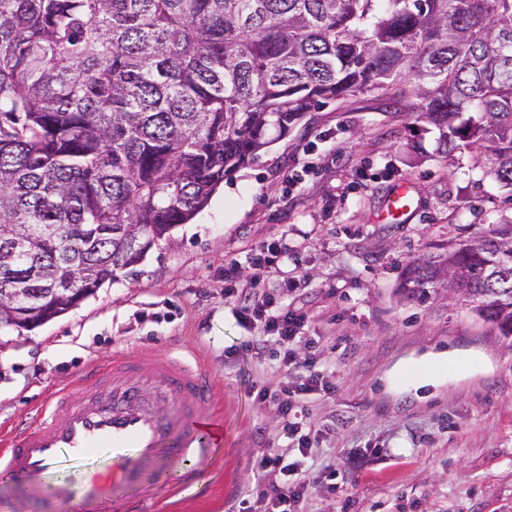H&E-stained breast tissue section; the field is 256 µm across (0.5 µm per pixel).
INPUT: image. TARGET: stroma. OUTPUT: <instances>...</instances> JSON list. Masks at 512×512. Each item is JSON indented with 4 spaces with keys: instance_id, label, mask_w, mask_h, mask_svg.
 Segmentation results:
<instances>
[{
    "instance_id": "1",
    "label": "stroma",
    "mask_w": 512,
    "mask_h": 512,
    "mask_svg": "<svg viewBox=\"0 0 512 512\" xmlns=\"http://www.w3.org/2000/svg\"><path fill=\"white\" fill-rule=\"evenodd\" d=\"M191 222L177 225L117 281L32 331L0 332V440L37 406L114 353L173 352L200 361L224 417V448L195 461L198 483L150 512H237L251 490L276 483L254 458L280 450L276 348L247 351L248 329L224 298V265L259 245H288L295 268L267 286L303 308L336 389L306 404L316 430L309 477L358 453L361 468L315 483L308 512H512V337L468 306L401 291L409 263L444 256L489 224L512 222V190L469 151L446 158L434 126L404 100L373 93L320 105L287 136L270 134ZM312 162L296 188L282 175ZM408 184L413 212L381 222L391 190Z\"/></svg>"
}]
</instances>
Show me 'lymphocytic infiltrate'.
Segmentation results:
<instances>
[{"instance_id": "obj_1", "label": "lymphocytic infiltrate", "mask_w": 512, "mask_h": 512, "mask_svg": "<svg viewBox=\"0 0 512 512\" xmlns=\"http://www.w3.org/2000/svg\"><path fill=\"white\" fill-rule=\"evenodd\" d=\"M292 255L286 246L255 247L246 260L255 270L249 287L229 285L224 294L234 301L238 322L245 327L260 323L265 335L278 348V368L292 381L283 385L277 394L267 388H257L255 399L261 404L274 405L280 416L282 435L291 448L297 450L295 459L271 452L256 458L252 468L257 472H276L278 483L256 493L259 512H304L311 482L303 473L302 466L308 458L311 443V425L302 412L310 396L330 392L335 388L333 373L322 365L315 353L300 355V345L310 343L308 317L291 306L280 304L270 292L261 290L269 269L287 264Z\"/></svg>"}]
</instances>
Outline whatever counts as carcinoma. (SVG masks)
<instances>
[{
  "label": "carcinoma",
  "instance_id": "1",
  "mask_svg": "<svg viewBox=\"0 0 512 512\" xmlns=\"http://www.w3.org/2000/svg\"><path fill=\"white\" fill-rule=\"evenodd\" d=\"M411 94L512 188V0H0V289L98 288L204 209L267 131ZM402 283L512 336V224Z\"/></svg>",
  "mask_w": 512,
  "mask_h": 512
}]
</instances>
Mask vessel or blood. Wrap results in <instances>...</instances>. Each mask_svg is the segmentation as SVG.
I'll list each match as a JSON object with an SVG mask.
<instances>
[{
  "instance_id": "b4317fda",
  "label": "vessel or blood",
  "mask_w": 512,
  "mask_h": 512,
  "mask_svg": "<svg viewBox=\"0 0 512 512\" xmlns=\"http://www.w3.org/2000/svg\"><path fill=\"white\" fill-rule=\"evenodd\" d=\"M410 192L399 185L384 210L392 220L410 214ZM167 401L159 411L154 398ZM207 371L170 353L116 354L105 369L88 371L46 400L35 421L20 428L0 455V481L38 480L62 462L94 456L104 463L73 486L77 512H133L147 487L178 489L198 480L188 457L207 456L223 433Z\"/></svg>"
}]
</instances>
